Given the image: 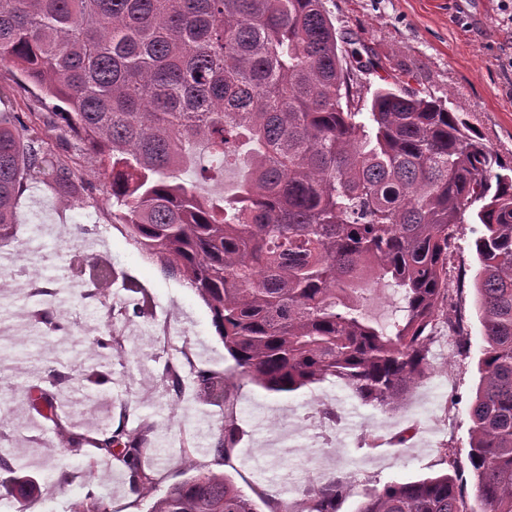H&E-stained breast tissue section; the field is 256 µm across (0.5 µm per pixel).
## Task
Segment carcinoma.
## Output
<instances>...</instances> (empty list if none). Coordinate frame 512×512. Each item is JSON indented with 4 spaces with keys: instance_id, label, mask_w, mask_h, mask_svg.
I'll use <instances>...</instances> for the list:
<instances>
[{
    "instance_id": "cac0c4a2",
    "label": "carcinoma",
    "mask_w": 512,
    "mask_h": 512,
    "mask_svg": "<svg viewBox=\"0 0 512 512\" xmlns=\"http://www.w3.org/2000/svg\"><path fill=\"white\" fill-rule=\"evenodd\" d=\"M324 0H0V64L12 65L60 113L109 179L112 223L204 301L234 372L196 373L206 404L224 408L232 380L292 393L330 377L362 403L396 407L429 365L432 331L453 308L448 260L465 214L473 243L476 309L484 345L468 408L474 501L448 448L447 472L391 481L358 512H512V165L447 100L390 86L368 100L354 90ZM31 115L0 114V241L12 236L24 182L40 180L65 204L85 177L77 162L48 158ZM246 151L248 172L230 196L205 197L180 181L205 179ZM55 278L57 305L89 275L116 282L112 265L73 253ZM400 293L398 317L365 314L363 282ZM167 390L181 377L173 361ZM58 369L49 366L20 411L53 424L72 451L90 444L129 476L154 423L122 424L100 438L72 430ZM220 427L214 464L236 439ZM344 480L309 489L298 512H336ZM68 512H105L93 491ZM149 512H258L222 472L173 485Z\"/></svg>"
}]
</instances>
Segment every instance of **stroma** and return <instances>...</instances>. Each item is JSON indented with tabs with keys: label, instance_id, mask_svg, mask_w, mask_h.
<instances>
[{
	"label": "stroma",
	"instance_id": "obj_1",
	"mask_svg": "<svg viewBox=\"0 0 512 512\" xmlns=\"http://www.w3.org/2000/svg\"><path fill=\"white\" fill-rule=\"evenodd\" d=\"M325 7L337 34L363 58L378 62L377 73L366 77L368 87L395 82L412 95L447 98L449 108L463 112L493 151L512 160V0H326ZM62 109L12 66H0L1 114L25 120L33 112L48 116ZM48 143L53 153L77 159L87 173V189L65 207L44 185L27 181L14 236L0 243V258L8 260L0 266V279L8 283L0 289V448L26 462L24 474L37 485L24 499L0 496V512H66L69 501L89 489L106 512H148L169 487L212 467L222 415L197 398L192 373H228L234 362L192 288L166 273L127 234L103 232L112 213L105 204L109 182L97 159L79 154L69 132H50ZM479 233V225L460 224L448 264L449 283L461 285L453 301L464 315L471 347L462 351L447 327H438L430 366L397 409L362 404L336 378L289 394L236 380L230 394L239 434L222 470L260 512H285L303 490L338 478L348 479L349 487L336 512H357L365 495L387 482L447 472L448 447L457 454L459 470L469 471L468 407L483 346L473 288V241ZM89 243L118 274L148 291L157 313L170 314L167 349L150 339L149 318L134 316L122 293L103 304L72 292L62 307L65 327L52 333L27 319L15 279L27 269L62 276L69 253ZM106 320L121 335L120 351L108 359L93 344L94 326ZM56 358L70 377L68 419L75 431L95 436L106 422L120 423V412L111 406L122 399L156 422L155 445L145 457L155 477L150 492L132 493L126 476L103 460L92 478H84L83 455L64 448L41 417L16 414L25 388ZM169 358L180 365L185 381L179 396L162 385ZM91 368L111 369L112 381L89 402L78 378ZM446 404L453 417L445 424L436 416ZM186 441L194 445L189 457L182 448Z\"/></svg>",
	"mask_w": 512,
	"mask_h": 512
}]
</instances>
